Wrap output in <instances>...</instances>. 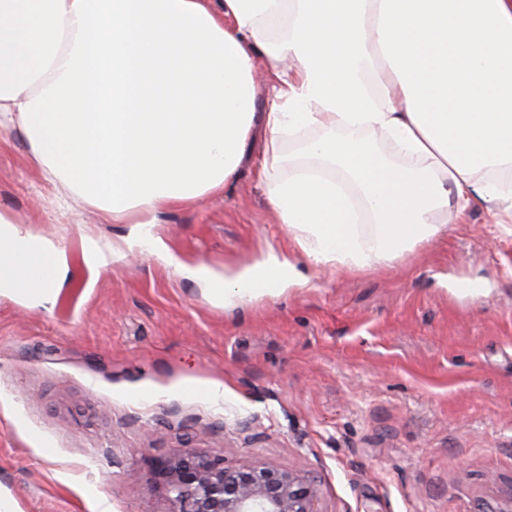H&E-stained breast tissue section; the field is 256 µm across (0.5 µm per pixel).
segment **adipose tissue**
<instances>
[{"label": "adipose tissue", "instance_id": "adipose-tissue-1", "mask_svg": "<svg viewBox=\"0 0 512 512\" xmlns=\"http://www.w3.org/2000/svg\"><path fill=\"white\" fill-rule=\"evenodd\" d=\"M12 130L59 213L104 224L156 223L250 163L309 263L362 273L476 201L512 218V0H0ZM55 249L0 214V256ZM192 274L220 303L305 283L275 252Z\"/></svg>", "mask_w": 512, "mask_h": 512}]
</instances>
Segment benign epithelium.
<instances>
[{"label": "benign epithelium", "mask_w": 512, "mask_h": 512, "mask_svg": "<svg viewBox=\"0 0 512 512\" xmlns=\"http://www.w3.org/2000/svg\"><path fill=\"white\" fill-rule=\"evenodd\" d=\"M155 478L168 512H315L311 484L270 466L228 468L224 458L193 449L162 459Z\"/></svg>", "instance_id": "obj_1"}]
</instances>
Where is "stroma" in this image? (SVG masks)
Segmentation results:
<instances>
[{"instance_id":"1","label":"stroma","mask_w":512,"mask_h":512,"mask_svg":"<svg viewBox=\"0 0 512 512\" xmlns=\"http://www.w3.org/2000/svg\"><path fill=\"white\" fill-rule=\"evenodd\" d=\"M0 135V213L63 246L49 308L0 293V494L17 512H168L157 460L308 477L317 512H478L512 479V234L483 203L412 254L311 267L249 172L153 233L215 274L274 251L308 285L218 307L131 224L55 212ZM117 254L84 264V237Z\"/></svg>"}]
</instances>
